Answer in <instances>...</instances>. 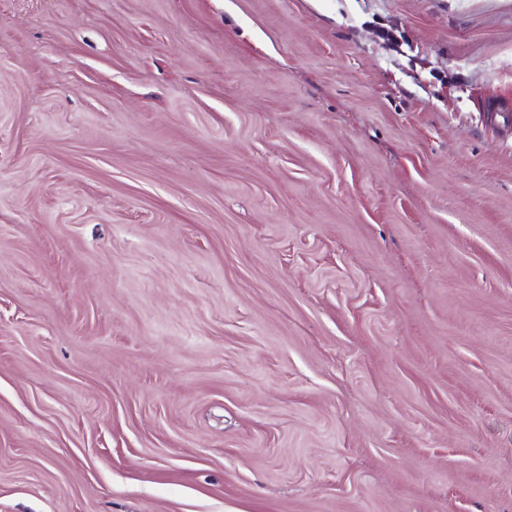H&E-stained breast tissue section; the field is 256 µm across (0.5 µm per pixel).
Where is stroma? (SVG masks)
Segmentation results:
<instances>
[{
	"label": "stroma",
	"mask_w": 512,
	"mask_h": 512,
	"mask_svg": "<svg viewBox=\"0 0 512 512\" xmlns=\"http://www.w3.org/2000/svg\"><path fill=\"white\" fill-rule=\"evenodd\" d=\"M0 512H512V0H0Z\"/></svg>",
	"instance_id": "35a3bbf8"
}]
</instances>
